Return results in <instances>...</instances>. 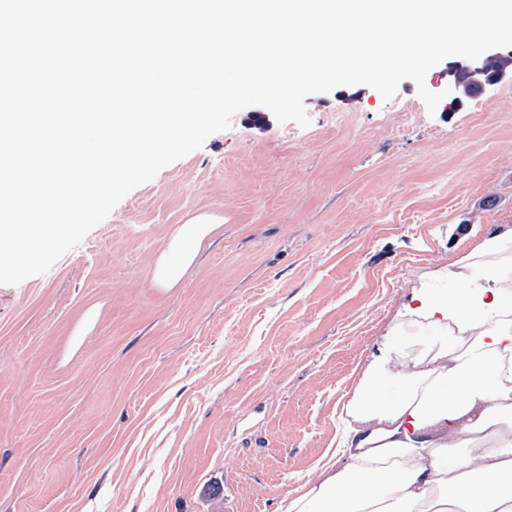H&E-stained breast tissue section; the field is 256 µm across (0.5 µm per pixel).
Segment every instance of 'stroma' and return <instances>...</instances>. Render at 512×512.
Returning <instances> with one entry per match:
<instances>
[{"mask_svg":"<svg viewBox=\"0 0 512 512\" xmlns=\"http://www.w3.org/2000/svg\"><path fill=\"white\" fill-rule=\"evenodd\" d=\"M265 107L0 284V512H279L329 462L411 285L512 224V81L428 111L414 81ZM221 223L171 289L175 228Z\"/></svg>","mask_w":512,"mask_h":512,"instance_id":"obj_1","label":"stroma"}]
</instances>
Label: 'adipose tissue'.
I'll return each mask as SVG.
<instances>
[{
    "label": "adipose tissue",
    "instance_id": "adipose-tissue-1",
    "mask_svg": "<svg viewBox=\"0 0 512 512\" xmlns=\"http://www.w3.org/2000/svg\"><path fill=\"white\" fill-rule=\"evenodd\" d=\"M217 224L204 214L175 229L160 286L179 282ZM432 276L453 293L414 288L346 405L349 464L323 466L281 512H512L500 485L512 477V225ZM412 328L430 335L410 341Z\"/></svg>",
    "mask_w": 512,
    "mask_h": 512
}]
</instances>
